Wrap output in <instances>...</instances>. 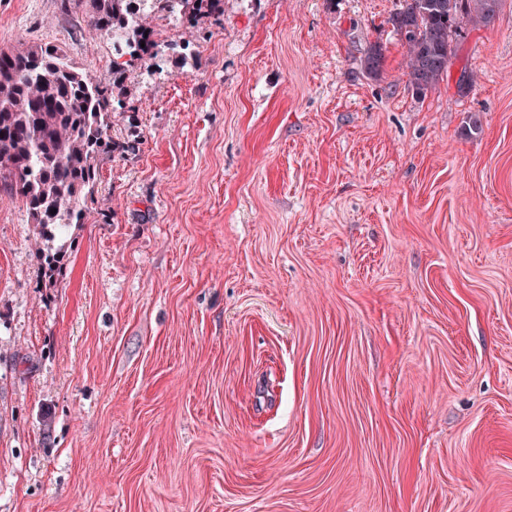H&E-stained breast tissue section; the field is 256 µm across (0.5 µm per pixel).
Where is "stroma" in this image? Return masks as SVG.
<instances>
[{"instance_id": "obj_1", "label": "stroma", "mask_w": 512, "mask_h": 512, "mask_svg": "<svg viewBox=\"0 0 512 512\" xmlns=\"http://www.w3.org/2000/svg\"><path fill=\"white\" fill-rule=\"evenodd\" d=\"M398 5L224 0L133 72L54 287L0 188V512H512V0L422 98ZM20 41L112 64L85 0Z\"/></svg>"}]
</instances>
